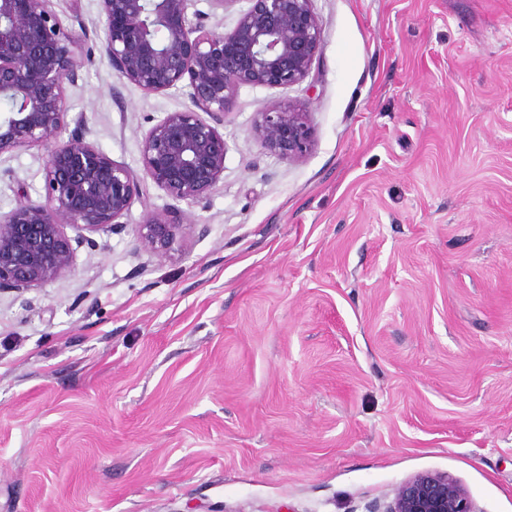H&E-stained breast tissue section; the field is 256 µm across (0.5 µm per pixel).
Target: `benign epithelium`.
<instances>
[{
  "instance_id": "7a95c632",
  "label": "benign epithelium",
  "mask_w": 512,
  "mask_h": 512,
  "mask_svg": "<svg viewBox=\"0 0 512 512\" xmlns=\"http://www.w3.org/2000/svg\"><path fill=\"white\" fill-rule=\"evenodd\" d=\"M191 0H98L104 37L97 46L116 76L147 93L183 91L190 106L169 112L141 143L142 174L114 161L70 129L67 85L95 61L69 33L53 0H0V156L55 142L44 166L46 197L0 213V289L41 287L73 263L84 232L112 229L140 195L141 177L175 201L195 203L224 174L219 126L244 87L288 88L309 73L323 38L312 0H245L232 30L218 32ZM264 149L299 161L313 124L290 103L258 113ZM76 235L71 237L67 230ZM186 234L174 213L147 216L142 246L165 258ZM384 512H475L446 475L421 473L396 486Z\"/></svg>"
}]
</instances>
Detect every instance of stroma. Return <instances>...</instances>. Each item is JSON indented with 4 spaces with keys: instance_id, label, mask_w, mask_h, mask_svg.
Returning <instances> with one entry per match:
<instances>
[{
    "instance_id": "1",
    "label": "stroma",
    "mask_w": 512,
    "mask_h": 512,
    "mask_svg": "<svg viewBox=\"0 0 512 512\" xmlns=\"http://www.w3.org/2000/svg\"><path fill=\"white\" fill-rule=\"evenodd\" d=\"M287 89L242 88L203 200L150 179L63 276L0 291V512H370L420 473L512 512V0H313ZM103 34L97 0H56ZM72 117L114 161L186 95L96 62ZM310 112L299 163L253 133ZM49 146L0 157V212ZM190 232L140 248L150 212Z\"/></svg>"
}]
</instances>
